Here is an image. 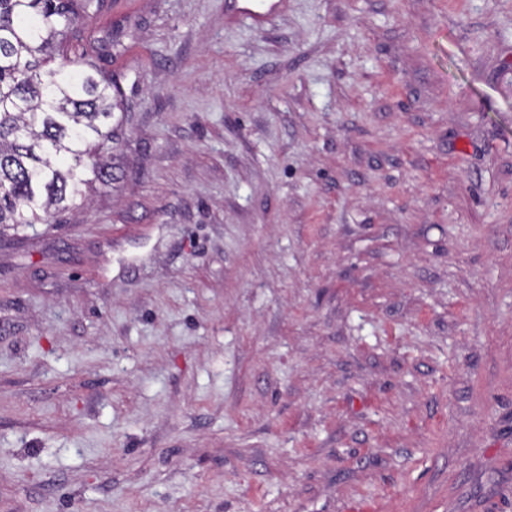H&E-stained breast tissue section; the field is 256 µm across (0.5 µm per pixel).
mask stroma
Wrapping results in <instances>:
<instances>
[{"mask_svg": "<svg viewBox=\"0 0 512 512\" xmlns=\"http://www.w3.org/2000/svg\"><path fill=\"white\" fill-rule=\"evenodd\" d=\"M106 0L124 180L0 235V512H512V0Z\"/></svg>", "mask_w": 512, "mask_h": 512, "instance_id": "stroma-1", "label": "stroma"}]
</instances>
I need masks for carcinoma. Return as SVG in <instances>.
Here are the masks:
<instances>
[{"instance_id":"obj_1","label":"carcinoma","mask_w":512,"mask_h":512,"mask_svg":"<svg viewBox=\"0 0 512 512\" xmlns=\"http://www.w3.org/2000/svg\"><path fill=\"white\" fill-rule=\"evenodd\" d=\"M102 0H0V228L52 224L85 190L116 184L110 162L125 119L100 66L115 40L84 21Z\"/></svg>"}]
</instances>
